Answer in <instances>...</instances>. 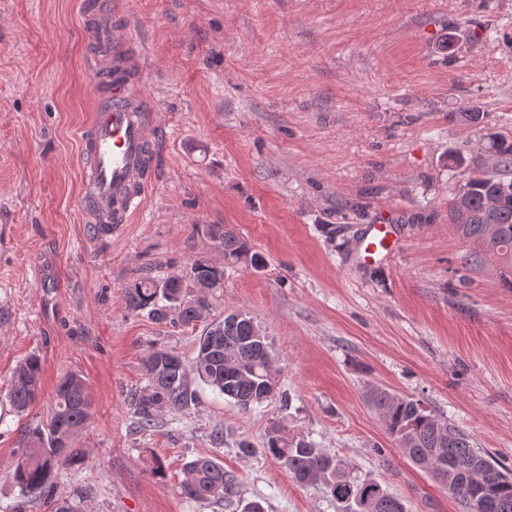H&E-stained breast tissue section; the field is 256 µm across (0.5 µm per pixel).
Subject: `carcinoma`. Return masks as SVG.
I'll return each mask as SVG.
<instances>
[{
	"label": "carcinoma",
	"instance_id": "carcinoma-1",
	"mask_svg": "<svg viewBox=\"0 0 512 512\" xmlns=\"http://www.w3.org/2000/svg\"><path fill=\"white\" fill-rule=\"evenodd\" d=\"M490 149L512 164V142L495 134ZM463 198L448 203V222L457 235L480 250L507 261L506 282L512 287V180L495 172L477 183L466 182ZM210 238L224 253V264L197 258L188 267L189 281L172 274L161 280L138 278L124 290L126 308L147 312L157 321L194 326L209 321L208 295L224 287V266H266L265 257L235 234L218 225L208 227ZM198 338L191 364L172 348L153 347L144 359L148 385L131 394L130 405L138 428L150 430L164 411L184 412L197 405L196 379L249 410L272 399L275 392L274 356L267 336L241 311ZM43 372L42 359L30 354L16 367L8 399L18 413L35 401ZM364 398L382 418L387 433L409 460L426 469L464 512H512V470L474 448L470 438L418 399L403 397L377 384L366 386ZM91 418V399L85 380L68 373L60 377L51 418L44 426L23 434L21 457L12 465V478L23 495L51 498V479L60 465L79 464L71 450L72 438ZM267 453L278 459L303 485H321L338 512H406L402 501L375 479L353 473L343 459L300 436H288L278 424L270 427ZM180 483L190 500L222 501L235 494L236 481L224 466L207 456L187 462Z\"/></svg>",
	"mask_w": 512,
	"mask_h": 512
}]
</instances>
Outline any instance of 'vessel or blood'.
<instances>
[{
  "label": "vessel or blood",
  "instance_id": "b4317fda",
  "mask_svg": "<svg viewBox=\"0 0 512 512\" xmlns=\"http://www.w3.org/2000/svg\"><path fill=\"white\" fill-rule=\"evenodd\" d=\"M85 19V40L99 49L91 59V78L100 102L78 136L84 160L79 200L93 236L102 238L130 223L143 208L156 181L157 142L133 42L111 23L101 0H86ZM395 244L392 225H366L359 258L371 266H386Z\"/></svg>",
  "mask_w": 512,
  "mask_h": 512
}]
</instances>
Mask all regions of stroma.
<instances>
[{
	"label": "stroma",
	"mask_w": 512,
	"mask_h": 512,
	"mask_svg": "<svg viewBox=\"0 0 512 512\" xmlns=\"http://www.w3.org/2000/svg\"><path fill=\"white\" fill-rule=\"evenodd\" d=\"M111 2L143 55L158 178L133 223L99 240L77 204L78 132L95 105L83 0H0V512H50L25 500L9 467L70 372L93 417L72 441L83 463L55 471L53 496L80 499L82 512H241L249 501L337 512L266 453L275 421L407 512H462L396 447L364 390L423 400L512 466V288L448 222L472 176L512 179L487 147L492 133L512 139V0ZM380 222L399 224L401 248L389 266L357 264L360 229ZM211 224L267 261L225 267L209 302L212 319L241 310L269 337L278 395L246 412L200 383L195 407L140 431L128 394L148 383V350L192 360L202 329L129 312L123 290L198 257L222 261ZM32 353L41 391L18 414L9 381ZM200 455L235 477L236 497L181 495L183 466Z\"/></svg>",
	"instance_id": "stroma-1"
}]
</instances>
